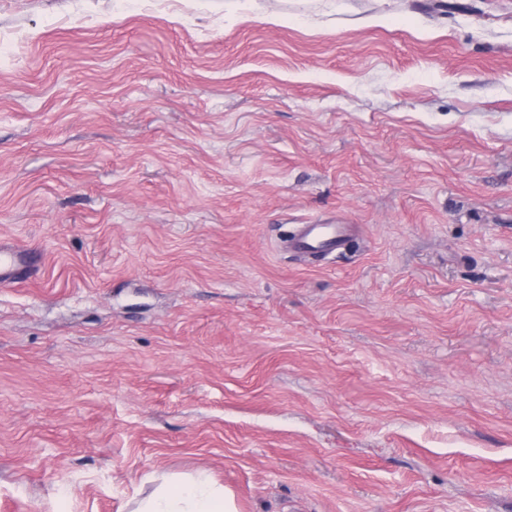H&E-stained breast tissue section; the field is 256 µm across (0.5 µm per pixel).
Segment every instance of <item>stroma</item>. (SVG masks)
Instances as JSON below:
<instances>
[{"label": "stroma", "instance_id": "35a3bbf8", "mask_svg": "<svg viewBox=\"0 0 512 512\" xmlns=\"http://www.w3.org/2000/svg\"><path fill=\"white\" fill-rule=\"evenodd\" d=\"M1 239L0 512H512V0H0ZM351 233L348 224H299L287 245L304 254L329 256L343 248ZM42 254L20 247L11 241H0V285L18 283L39 267ZM132 512H238L231 492L206 473L191 479L165 480Z\"/></svg>", "mask_w": 512, "mask_h": 512}]
</instances>
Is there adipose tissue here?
<instances>
[{"mask_svg": "<svg viewBox=\"0 0 512 512\" xmlns=\"http://www.w3.org/2000/svg\"><path fill=\"white\" fill-rule=\"evenodd\" d=\"M134 512H238L231 492L207 474L191 479L167 480Z\"/></svg>", "mask_w": 512, "mask_h": 512, "instance_id": "obj_1", "label": "adipose tissue"}]
</instances>
